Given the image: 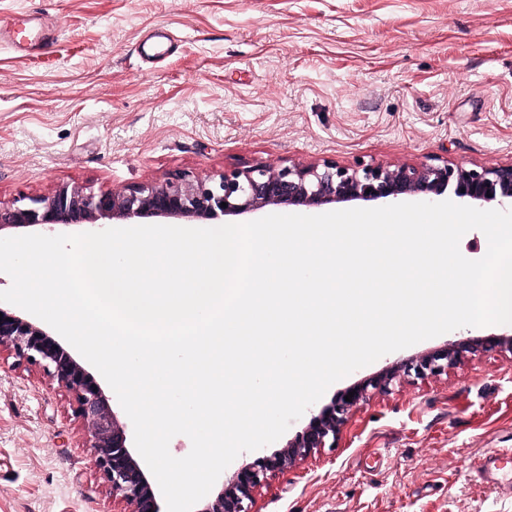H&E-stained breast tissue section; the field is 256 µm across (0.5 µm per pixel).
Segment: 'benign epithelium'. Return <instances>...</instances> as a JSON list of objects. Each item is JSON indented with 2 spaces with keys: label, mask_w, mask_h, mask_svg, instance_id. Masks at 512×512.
Wrapping results in <instances>:
<instances>
[{
  "label": "benign epithelium",
  "mask_w": 512,
  "mask_h": 512,
  "mask_svg": "<svg viewBox=\"0 0 512 512\" xmlns=\"http://www.w3.org/2000/svg\"><path fill=\"white\" fill-rule=\"evenodd\" d=\"M451 192L470 204L512 206V163L465 168L443 161L423 166L390 167L373 164L341 166L334 162L274 168L255 164L224 172L219 178L175 174L161 182L142 183L118 190L88 192L62 183L48 196L0 201V233L40 226H98L121 222L178 220L203 223L221 216H238L269 206L318 208L351 201H432ZM226 206H221V203ZM0 345L20 358L42 365L59 386L74 397L77 413L87 426L99 473L112 493L130 506V512H163L150 476L131 447V438L89 370L51 331L21 311L0 306ZM512 351V336L464 337L435 349L419 360L401 365L416 377L439 373L459 359L477 353ZM397 377L386 370L353 388L352 401L343 392L319 409L310 410L308 425L290 448L259 455L231 476L230 482L195 512H252V491L288 459L318 448L335 446L336 435L349 411L382 391Z\"/></svg>",
  "instance_id": "obj_1"
}]
</instances>
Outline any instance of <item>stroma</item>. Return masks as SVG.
I'll return each instance as SVG.
<instances>
[{
  "label": "stroma",
  "instance_id": "stroma-1",
  "mask_svg": "<svg viewBox=\"0 0 512 512\" xmlns=\"http://www.w3.org/2000/svg\"><path fill=\"white\" fill-rule=\"evenodd\" d=\"M512 162V0H0V200L264 163ZM512 324L462 327L396 363ZM72 396L0 347V512H126ZM512 448V354L398 376L252 512H512L471 476Z\"/></svg>",
  "mask_w": 512,
  "mask_h": 512
}]
</instances>
